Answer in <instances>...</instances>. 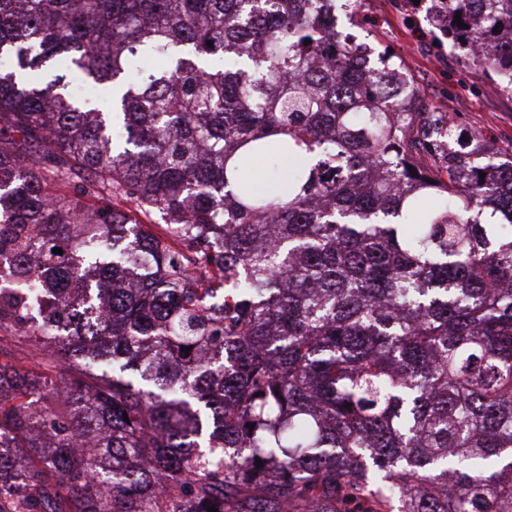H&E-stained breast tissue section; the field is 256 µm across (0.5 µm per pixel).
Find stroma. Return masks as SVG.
Returning a JSON list of instances; mask_svg holds the SVG:
<instances>
[{"mask_svg":"<svg viewBox=\"0 0 512 512\" xmlns=\"http://www.w3.org/2000/svg\"><path fill=\"white\" fill-rule=\"evenodd\" d=\"M340 24L375 52L392 51L420 90L424 107L446 112L464 135L479 136L501 156L512 155V93L476 80L445 39L435 38L424 11L409 0H359Z\"/></svg>","mask_w":512,"mask_h":512,"instance_id":"obj_1","label":"stroma"}]
</instances>
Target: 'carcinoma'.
<instances>
[{
    "mask_svg": "<svg viewBox=\"0 0 512 512\" xmlns=\"http://www.w3.org/2000/svg\"><path fill=\"white\" fill-rule=\"evenodd\" d=\"M419 7L512 92V0ZM330 16L0 0V512H512V157Z\"/></svg>",
    "mask_w": 512,
    "mask_h": 512,
    "instance_id": "carcinoma-1",
    "label": "carcinoma"
}]
</instances>
